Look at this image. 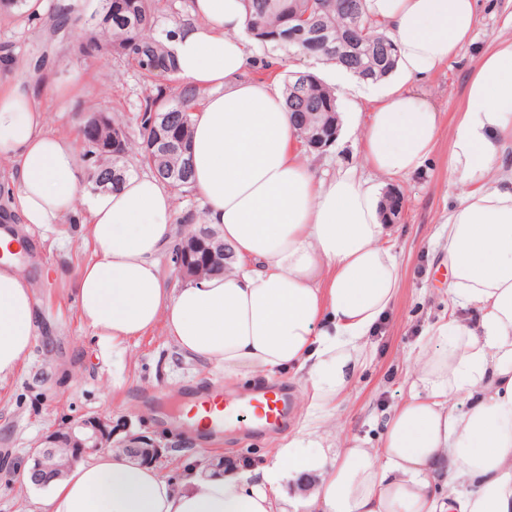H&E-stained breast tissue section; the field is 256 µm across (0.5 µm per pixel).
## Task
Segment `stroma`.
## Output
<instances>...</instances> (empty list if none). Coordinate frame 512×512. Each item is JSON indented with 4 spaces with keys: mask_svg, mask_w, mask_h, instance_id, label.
<instances>
[{
    "mask_svg": "<svg viewBox=\"0 0 512 512\" xmlns=\"http://www.w3.org/2000/svg\"><path fill=\"white\" fill-rule=\"evenodd\" d=\"M61 2L42 0L36 19L0 10V55L23 62L33 53L50 58L49 67L39 72L0 70V84L32 88L48 116L49 131L77 143L88 105L100 101L129 116L145 88L130 67L123 68L120 82L104 85L102 69L121 68L119 61L107 54H80L72 38L54 34ZM502 34H512V0H481L472 40L421 83L443 124H451L463 106L472 64ZM247 49L255 61L247 77L281 83L289 73L313 72L335 85L339 111L354 112L358 124L369 121L368 102L336 86L332 65L321 58L254 42ZM448 146L447 138H440L421 173L392 184L405 201L389 241L401 263L402 279L391 312L368 339L365 368L336 411L345 434L378 438L384 414L407 394V374L428 327L448 316L443 218L457 195V181L448 174ZM13 229L27 243L23 265L34 284L38 320L30 353L13 375L0 380V512H41L45 489L19 480L31 464L33 448L50 432L90 415L110 422L113 441L132 435L154 438L161 447L154 466L171 478L184 461L202 471L216 457L257 465L274 453L283 437L279 431L253 436L232 426L211 438L172 426L170 402L190 400L205 388H220L227 396L234 390L225 386L223 370L181 354L162 328L115 350L81 321L73 288L78 270L93 257L86 225L67 219L47 229L19 223Z\"/></svg>",
    "mask_w": 512,
    "mask_h": 512,
    "instance_id": "35a3bbf8",
    "label": "stroma"
}]
</instances>
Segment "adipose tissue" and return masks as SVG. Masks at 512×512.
<instances>
[{
	"mask_svg": "<svg viewBox=\"0 0 512 512\" xmlns=\"http://www.w3.org/2000/svg\"><path fill=\"white\" fill-rule=\"evenodd\" d=\"M479 0H368L397 51L393 74L355 81L372 116L364 167L317 177L300 148L282 90L243 80L240 0H190L169 48L193 114L192 185L206 224L231 253L226 269L165 287L159 257L174 238L173 192L150 174L81 197L71 140L45 129L34 92L0 88V166L21 223L46 227L81 214L93 259L75 292L82 322L122 346L163 326L184 354L228 381L293 372L311 391L315 426L294 430L271 463L171 481L150 466L101 454L52 479L42 512H512V181L494 176L512 150V35L496 38L468 77L450 132L448 171L459 192L447 254L454 302L472 308L432 325L408 395L387 415L381 447L335 438L336 403L359 373L367 339L392 309L401 267L384 243V191L420 171L442 114L419 91L470 41ZM371 177H364L363 169ZM33 285L0 266V378L34 342ZM312 478L304 495L287 481Z\"/></svg>",
	"mask_w": 512,
	"mask_h": 512,
	"instance_id": "ef3b65f1",
	"label": "adipose tissue"
}]
</instances>
